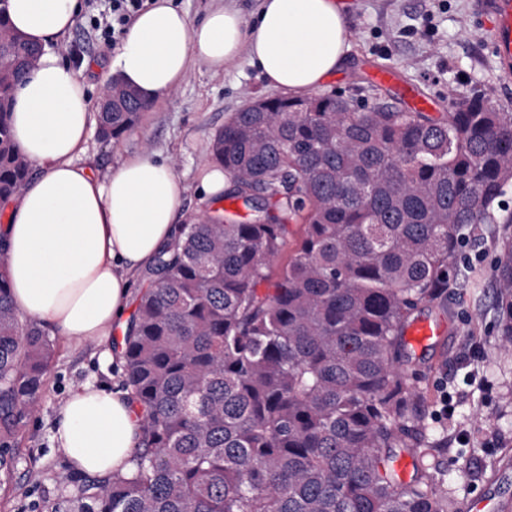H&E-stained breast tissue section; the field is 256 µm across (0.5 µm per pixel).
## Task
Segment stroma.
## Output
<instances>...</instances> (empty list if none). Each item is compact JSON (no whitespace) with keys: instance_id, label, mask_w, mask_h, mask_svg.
Here are the masks:
<instances>
[{"instance_id":"35a3bbf8","label":"stroma","mask_w":512,"mask_h":512,"mask_svg":"<svg viewBox=\"0 0 512 512\" xmlns=\"http://www.w3.org/2000/svg\"><path fill=\"white\" fill-rule=\"evenodd\" d=\"M478 2L353 0L345 8L348 62L325 82V90L370 104L374 72L389 69L396 79L384 84L386 98L403 109L408 89L429 100L436 113L447 111L452 94L470 89L486 92L495 102L512 103V72L502 69L490 49ZM82 4L57 50L81 70L96 104L115 49L92 19L107 14L110 0ZM273 93L247 57L219 74L195 64L119 141L105 144L90 135L79 162L104 174L141 151H151L174 167L187 188L183 218L200 215L210 205L197 187L213 135L233 112ZM503 253L501 234L478 226L464 251L478 289H450L444 308L423 306L411 316L443 329L428 346L409 353L443 437L439 458L448 464L443 490L456 512H472L473 504L489 498H512V341L497 331L499 290L493 273ZM50 337L54 359L18 447L22 460L12 482L0 484V512H56L79 478L54 442L65 398L86 382L111 391L123 386L122 361L101 369L97 343L77 348L58 332Z\"/></svg>"}]
</instances>
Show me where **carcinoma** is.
<instances>
[{
	"label": "carcinoma",
	"instance_id": "carcinoma-1",
	"mask_svg": "<svg viewBox=\"0 0 512 512\" xmlns=\"http://www.w3.org/2000/svg\"><path fill=\"white\" fill-rule=\"evenodd\" d=\"M0 204L29 182L11 127L14 87L41 50L0 9ZM152 103L120 96L97 134L118 140ZM216 208L178 225L143 272L124 332L138 422L124 474L84 477L66 512H448L445 474L403 331L468 279L462 249L493 224L500 335L512 341V112L480 90L431 115L356 111L327 92L266 97L210 143ZM295 247L283 258L289 238ZM0 234V474L42 396L55 343L14 306ZM413 461L409 480L393 469Z\"/></svg>",
	"mask_w": 512,
	"mask_h": 512
}]
</instances>
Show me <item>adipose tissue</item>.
Segmentation results:
<instances>
[{"label":"adipose tissue","instance_id":"ef3b65f1","mask_svg":"<svg viewBox=\"0 0 512 512\" xmlns=\"http://www.w3.org/2000/svg\"><path fill=\"white\" fill-rule=\"evenodd\" d=\"M80 9V0L7 2L13 27L43 50L12 108L14 138L40 173L0 210L16 308L76 347L106 342L122 322L129 281L170 240L186 193L147 152L102 177L79 164L97 114L55 46ZM347 38L336 0H260L250 21L219 5L197 23L176 0H154L121 38L111 73L154 103L192 63L220 73L244 54L269 87L302 98L344 66ZM136 432L125 393L86 383L64 402L55 442L80 473H124Z\"/></svg>","mask_w":512,"mask_h":512}]
</instances>
